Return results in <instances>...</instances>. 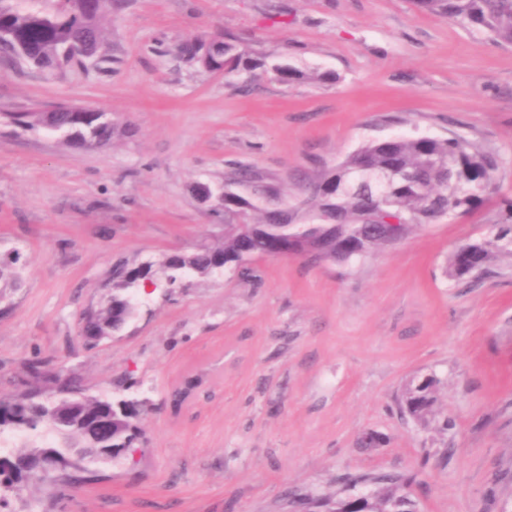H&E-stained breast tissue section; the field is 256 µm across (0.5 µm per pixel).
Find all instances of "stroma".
Listing matches in <instances>:
<instances>
[{
    "label": "stroma",
    "mask_w": 512,
    "mask_h": 512,
    "mask_svg": "<svg viewBox=\"0 0 512 512\" xmlns=\"http://www.w3.org/2000/svg\"><path fill=\"white\" fill-rule=\"evenodd\" d=\"M218 32L301 79L175 58ZM105 42L108 62L51 74L0 63V260L26 262L0 287V397L47 359L87 395L134 393L142 438L102 480L39 483L0 512H310L343 477L383 472L410 478L416 512H512V255L467 288L442 273L512 199V46L414 0H121ZM71 104L132 132L89 150L4 118ZM453 133L497 163L469 215L345 263L256 257L138 294L121 331L81 336L114 264L222 236L191 184L242 165L276 191L258 208L291 206L365 141ZM421 374L440 382L426 426L399 409ZM367 432L382 444L360 447Z\"/></svg>",
    "instance_id": "obj_1"
}]
</instances>
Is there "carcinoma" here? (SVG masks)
I'll return each mask as SVG.
<instances>
[{"label":"carcinoma","instance_id":"cac0c4a2","mask_svg":"<svg viewBox=\"0 0 512 512\" xmlns=\"http://www.w3.org/2000/svg\"><path fill=\"white\" fill-rule=\"evenodd\" d=\"M417 5L462 25H477L501 43L512 45V0H416ZM93 0H0V58L24 59L33 66L52 71L75 64L73 50L81 47L95 55L103 47L101 23L111 9L93 10ZM177 57L198 64L204 71L226 74L267 68L276 80L288 83L302 77L298 70L281 63L267 65L254 61L224 35L196 38L179 44ZM11 123L24 130H41L57 135L68 146L82 145L98 135L104 146L127 132L111 123L98 129L101 113L78 111L74 105L42 111L8 112ZM496 163L468 140L452 135L441 137H393L361 145L336 168L309 184L299 206L267 211L254 217L245 198L226 195L217 198L215 212H224V223L247 224L243 237L228 230L217 246L201 245L187 252L165 256L158 263L139 267L119 263L112 269V294L82 319L89 344L119 331L132 317L127 297L139 288V281L168 280L183 273L207 276L215 266L238 268L248 252L257 256L276 255L278 244L296 238L297 251H318L316 258L350 261L392 243L388 237L370 231L366 224L379 206L404 220L402 235L415 227L435 224L449 217H463L475 210L484 195L494 188ZM225 184L248 185L254 194L273 195V189L246 166L233 169ZM490 238L468 241L450 254L445 276L469 285L470 278L483 271L494 251L512 255V201L507 203ZM439 381L432 375L416 376L403 389L405 412L416 422L426 423L434 415ZM109 405L115 430L112 437L91 439L85 433L82 415ZM0 407L10 411L0 421V434L8 431L43 440L25 442L9 457H0V468L15 458L52 452L60 467L47 476L56 485L82 484L97 476L99 468L119 461L142 437L137 424L141 404L133 399L108 403L87 397L73 387L72 379L43 360L27 363L25 377L14 395L0 397ZM377 489L362 497L358 512H415L407 491L408 483L398 475L375 474L351 477L347 490L364 483Z\"/></svg>","mask_w":512,"mask_h":512}]
</instances>
